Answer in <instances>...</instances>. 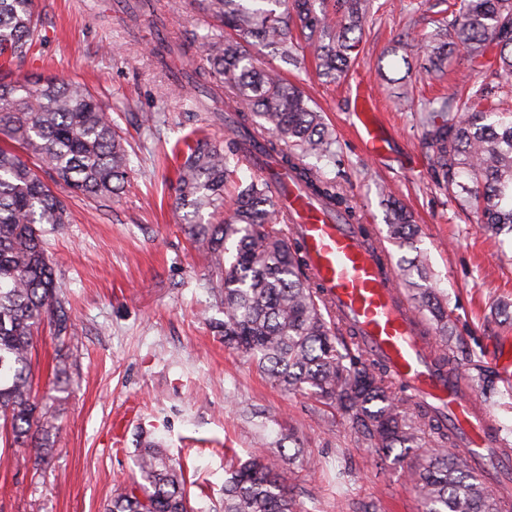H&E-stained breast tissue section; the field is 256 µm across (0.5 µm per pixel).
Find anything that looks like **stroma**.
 Returning <instances> with one entry per match:
<instances>
[{"label":"stroma","mask_w":512,"mask_h":512,"mask_svg":"<svg viewBox=\"0 0 512 512\" xmlns=\"http://www.w3.org/2000/svg\"><path fill=\"white\" fill-rule=\"evenodd\" d=\"M43 26L34 55L15 75H57L84 82L109 107L125 139L130 173L121 194L98 203L69 199V221L44 225V239L76 338L62 344L40 329L35 380L46 388L56 351L74 356L55 394L56 430L46 463L25 448L0 444V512H106L114 485L131 483L144 439L179 458L192 512H224L230 458L295 441L293 494L300 512H421L405 473L411 455L367 447L339 412L285 391L247 357L225 348L213 328L224 311L201 255L173 207L175 143L201 129L211 140L222 125L179 101L149 60L155 32L142 21L128 36L106 0H40ZM448 0H374L345 78L318 77L312 60L265 62L309 96L336 144L321 161L327 177L352 197L368 227L385 232L390 200L413 215L415 235L389 244L404 265L416 251L429 266L421 285L448 311L447 353L512 442V387L492 353L512 352V320L496 306L512 300V236L495 237L473 209L436 187L423 146L419 109L470 77L467 56L451 55L430 71L425 44ZM364 80L388 142L365 156L351 127L349 85ZM316 459L309 468L308 459Z\"/></svg>","instance_id":"stroma-1"}]
</instances>
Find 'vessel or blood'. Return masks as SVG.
Segmentation results:
<instances>
[{"mask_svg": "<svg viewBox=\"0 0 512 512\" xmlns=\"http://www.w3.org/2000/svg\"><path fill=\"white\" fill-rule=\"evenodd\" d=\"M365 152L381 155L384 141L365 114H358ZM306 250L311 282L323 288L332 315L361 339L363 353L387 364L395 381L417 400L448 415L458 429L457 453L493 490L512 485V452L505 450L494 416L478 406L473 389L455 370L439 367L426 328L396 286L388 251L365 241L360 228L331 218L297 191L274 192Z\"/></svg>", "mask_w": 512, "mask_h": 512, "instance_id": "obj_1", "label": "vessel or blood"}]
</instances>
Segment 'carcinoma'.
<instances>
[{
  "label": "carcinoma",
  "instance_id": "obj_1",
  "mask_svg": "<svg viewBox=\"0 0 512 512\" xmlns=\"http://www.w3.org/2000/svg\"><path fill=\"white\" fill-rule=\"evenodd\" d=\"M212 21L202 38V58L183 80L195 89L197 112H228L237 137L225 145L185 142L175 204L197 217L224 210V183L243 162V146L275 153L299 183L350 218L356 206L336 180L307 163L330 158L335 140L322 115L298 88L261 67L254 53L267 48L295 65L310 52L320 76L334 81L351 64L371 0H189ZM145 0H125L129 25H137ZM37 0H0V60L22 63L39 38ZM193 43L160 37L157 64L185 55ZM456 51L467 55L476 76L467 93L427 102L421 123L436 184L469 204L483 229L512 232V110H479L476 104L512 89V0H460L433 34L435 70ZM128 175L127 150L107 105L82 82L57 76L17 81L0 77V430L8 447L26 446L34 462L47 460L54 429L47 405L67 380L69 356L58 359L49 391L36 398L33 352L41 326L73 337L66 302L39 224H65L68 204L51 188L110 201ZM268 183L254 180L237 196L232 220L188 222L212 287L224 307L216 325L224 346L251 358L286 391H307L336 407L361 439L388 455L422 450L410 479L423 512H500L498 498L447 450L452 437L425 410L410 412L394 394L385 367L352 352L320 290L310 285L299 249L273 210ZM413 219L392 203L386 239H411ZM236 242L233 261L226 243ZM414 308L430 313L438 359L448 363L452 329L448 312L429 288L413 295ZM283 448L258 452L224 482V512H297L292 471L278 463ZM140 481L112 492L108 512H189L183 466L148 443L136 456Z\"/></svg>",
  "mask_w": 512,
  "mask_h": 512
}]
</instances>
